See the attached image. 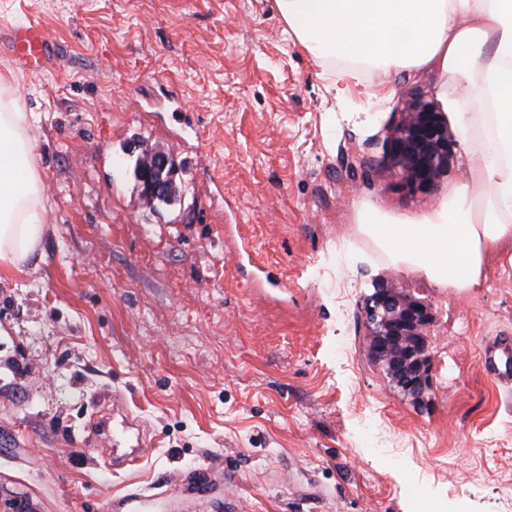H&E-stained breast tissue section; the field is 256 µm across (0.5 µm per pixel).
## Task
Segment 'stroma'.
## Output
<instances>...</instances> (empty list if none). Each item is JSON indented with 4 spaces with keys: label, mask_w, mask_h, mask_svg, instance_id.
I'll use <instances>...</instances> for the list:
<instances>
[{
    "label": "stroma",
    "mask_w": 512,
    "mask_h": 512,
    "mask_svg": "<svg viewBox=\"0 0 512 512\" xmlns=\"http://www.w3.org/2000/svg\"><path fill=\"white\" fill-rule=\"evenodd\" d=\"M59 42L34 78L0 56L42 182V237L0 270V512H512V389L480 368L512 337V268L462 295L388 265L359 207L406 222L433 186L391 163L394 128L439 104L431 70L344 77L293 45L271 0H0ZM170 153L150 205L137 143ZM432 309L415 400L369 353L380 283ZM149 441L104 469L103 391ZM140 150L134 164V176L143 197L149 202L171 204L175 202L178 166L173 155L156 150L146 144Z\"/></svg>",
    "instance_id": "1"
}]
</instances>
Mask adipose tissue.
<instances>
[{"instance_id": "ef3b65f1", "label": "adipose tissue", "mask_w": 512, "mask_h": 512, "mask_svg": "<svg viewBox=\"0 0 512 512\" xmlns=\"http://www.w3.org/2000/svg\"><path fill=\"white\" fill-rule=\"evenodd\" d=\"M285 32L319 61L430 69L469 161L441 205L406 224L361 208L359 231L388 261L464 294L489 254L512 245V0H272ZM466 81L465 100L447 81ZM0 113V267L22 265L43 233L41 183L20 129Z\"/></svg>"}]
</instances>
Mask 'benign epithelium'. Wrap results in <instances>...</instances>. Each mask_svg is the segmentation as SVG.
<instances>
[{
	"label": "benign epithelium",
	"mask_w": 512,
	"mask_h": 512,
	"mask_svg": "<svg viewBox=\"0 0 512 512\" xmlns=\"http://www.w3.org/2000/svg\"><path fill=\"white\" fill-rule=\"evenodd\" d=\"M452 143L441 113L429 104L415 106L396 128L392 158L409 173L410 184L426 191L449 164ZM178 166L173 155L139 145L134 176L150 203L175 202ZM430 308L403 298L382 284L368 298L366 323L372 359L387 371L396 387L418 398L428 388Z\"/></svg>",
	"instance_id": "obj_1"
}]
</instances>
